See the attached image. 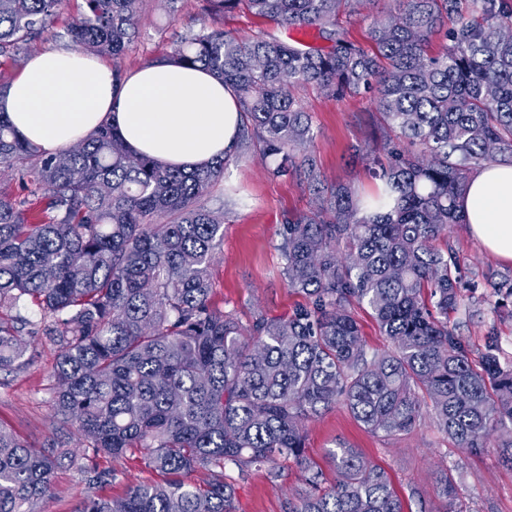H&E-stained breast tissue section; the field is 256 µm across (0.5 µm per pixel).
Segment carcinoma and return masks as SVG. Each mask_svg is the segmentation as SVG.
<instances>
[{"mask_svg": "<svg viewBox=\"0 0 512 512\" xmlns=\"http://www.w3.org/2000/svg\"><path fill=\"white\" fill-rule=\"evenodd\" d=\"M67 30L77 50L121 55L140 0H84ZM212 15L245 11L281 28L315 27L331 42L305 50L266 32L250 40L203 29L167 60L200 65L238 98L247 135L274 177L294 171L318 192L311 214L283 227L284 280L306 303L245 326L211 305L212 259L224 215L198 205L229 158L189 173L130 153L110 124L46 155L0 112V166L50 192L44 220L0 193V374L35 356L18 334L20 304L41 312L30 334L59 349L55 414L82 440L92 489L112 484L96 460L138 451L163 479L119 497L89 495L74 512H234L242 475L292 460L308 486L290 512H404L385 471L355 448L331 451L336 483L307 460L305 422L340 403L369 432H409L431 412L458 447H487L512 424V365L487 336L480 368L448 326L465 303L456 253L436 242L462 224L471 173L512 158V6L507 0H390L373 20V48L336 29L361 0H205ZM61 0H0V56L47 31ZM441 51L429 53L433 37ZM312 86L342 98L373 94L388 133L371 157L382 191L323 187L312 121L295 99ZM512 318V275L489 284ZM370 312L390 350L368 356L355 309ZM54 438L35 448L0 424V512H38L58 469L77 456ZM205 474L202 483L186 478Z\"/></svg>", "mask_w": 512, "mask_h": 512, "instance_id": "cac0c4a2", "label": "carcinoma"}]
</instances>
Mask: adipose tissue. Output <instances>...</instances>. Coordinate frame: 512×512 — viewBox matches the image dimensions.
Wrapping results in <instances>:
<instances>
[{
	"label": "adipose tissue",
	"mask_w": 512,
	"mask_h": 512,
	"mask_svg": "<svg viewBox=\"0 0 512 512\" xmlns=\"http://www.w3.org/2000/svg\"><path fill=\"white\" fill-rule=\"evenodd\" d=\"M0 111L47 154L108 122L131 152L187 171L232 153L241 126L234 93L202 68L157 60L118 77L76 50L34 55L0 92ZM459 210L485 252L512 262V163L475 170Z\"/></svg>",
	"instance_id": "ef3b65f1"
}]
</instances>
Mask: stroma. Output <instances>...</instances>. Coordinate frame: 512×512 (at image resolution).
Wrapping results in <instances>:
<instances>
[{
  "label": "stroma",
  "instance_id": "obj_1",
  "mask_svg": "<svg viewBox=\"0 0 512 512\" xmlns=\"http://www.w3.org/2000/svg\"><path fill=\"white\" fill-rule=\"evenodd\" d=\"M83 9V0H63L47 34L32 41L17 57H0V83L9 84L34 54L49 48H68L66 29ZM135 23L137 33L126 51L106 59L113 70L125 73L166 58L183 37L204 28H220L243 40L273 30L281 39L295 38L307 48L328 46L317 29H300L292 35L244 12L211 15L205 11L203 0H142ZM296 96L312 117L310 152L327 182L352 185L362 194L374 193L376 182L365 162L349 161L354 148L378 149L384 143L383 121L371 97L360 94L336 99L314 88L298 90ZM199 203L224 214V243L213 260V305L235 313L245 324L258 311L269 317L291 313L302 297L284 282L281 232L288 215L316 209L318 200L313 190L296 174L270 176L254 149L231 157L223 177ZM448 241L464 278L476 283L475 294L481 299L475 314H468L463 307L450 313L449 327L467 344L475 362L485 349L488 332L496 331L500 361L512 363V319L499 316L497 298L488 287L501 275L512 274V264L484 252L465 225H452ZM55 358L52 346L40 347L26 370L0 377V423L36 447L65 431L50 406ZM511 439L512 429L505 427L493 435L492 447L465 452L428 421L407 433L373 434L339 404L307 422L305 451L330 485L336 480L330 450L340 442L358 449L388 474L405 512H443L445 501L438 484L443 472L456 485L462 512H512V467L500 461L496 450L498 443ZM97 464L111 470L110 490L116 497L134 484L160 479L136 451L116 462L101 458ZM224 472L236 485V512H289L305 488L299 468L292 463L274 477L263 469L242 475L230 464ZM88 493L83 472L75 466L64 468L57 471L39 508L41 512H74Z\"/></svg>",
  "mask_w": 512,
  "mask_h": 512
}]
</instances>
